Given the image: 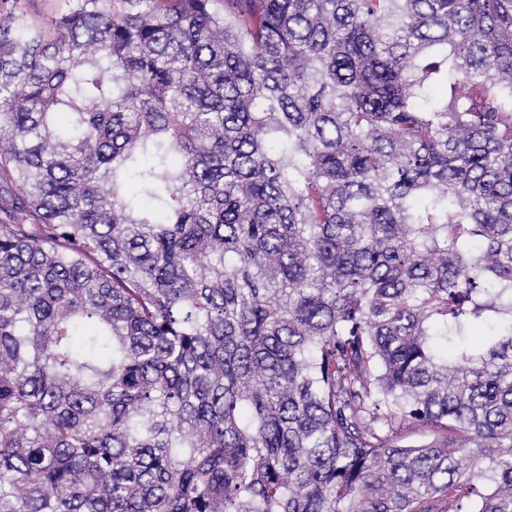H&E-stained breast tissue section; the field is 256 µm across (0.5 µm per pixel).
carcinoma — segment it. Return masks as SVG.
<instances>
[{"mask_svg": "<svg viewBox=\"0 0 512 512\" xmlns=\"http://www.w3.org/2000/svg\"><path fill=\"white\" fill-rule=\"evenodd\" d=\"M67 2L0 17V512H512V0ZM22 3L28 19L34 24H42L67 9L65 0H22Z\"/></svg>", "mask_w": 512, "mask_h": 512, "instance_id": "cac0c4a2", "label": "carcinoma"}]
</instances>
